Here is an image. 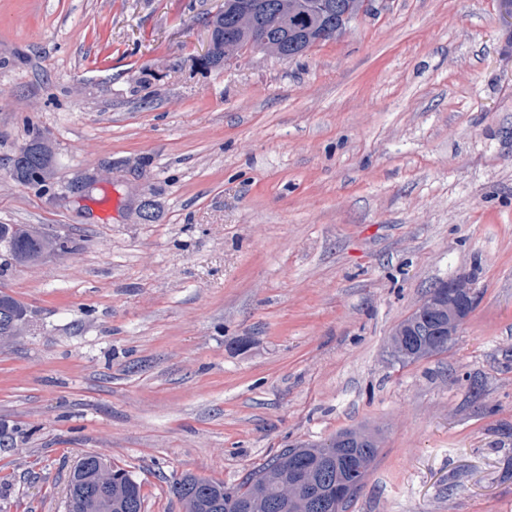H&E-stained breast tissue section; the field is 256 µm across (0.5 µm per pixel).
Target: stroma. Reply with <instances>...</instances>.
Masks as SVG:
<instances>
[{
    "mask_svg": "<svg viewBox=\"0 0 512 512\" xmlns=\"http://www.w3.org/2000/svg\"><path fill=\"white\" fill-rule=\"evenodd\" d=\"M220 0H0V224L73 253L0 275V512H66L102 456L145 512L348 428V512H512V28L497 0H372L334 40L199 63ZM55 187L4 167L32 135ZM94 178L89 190L81 182ZM459 277L447 350L393 329ZM27 308L13 296L0 292V340L6 338L1 336H18L23 332L21 328L14 334L15 330L25 324Z\"/></svg>",
    "mask_w": 512,
    "mask_h": 512,
    "instance_id": "1",
    "label": "stroma"
}]
</instances>
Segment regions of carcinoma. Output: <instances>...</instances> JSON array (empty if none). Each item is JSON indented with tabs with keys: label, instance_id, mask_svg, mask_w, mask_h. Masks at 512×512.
Segmentation results:
<instances>
[{
	"label": "carcinoma",
	"instance_id": "cac0c4a2",
	"mask_svg": "<svg viewBox=\"0 0 512 512\" xmlns=\"http://www.w3.org/2000/svg\"><path fill=\"white\" fill-rule=\"evenodd\" d=\"M363 0H288V18L299 20L302 28L296 37L271 31L283 58L301 55L314 45L325 22L336 23L344 13L359 14ZM54 159L44 137L33 136L23 143L11 159L7 171L18 184L37 186L38 176ZM8 244L4 266L24 267L40 262L47 251H73L72 241L50 234L30 224H0V243ZM476 296L461 307L428 297L393 330L390 342L409 346L402 362H414L428 355L420 346L431 327L446 336L455 334L473 311ZM27 308L13 296L0 292V336H11L25 324ZM378 434L349 429L319 446L284 448L259 469L249 473L236 488L191 473L169 484V493L182 502L187 512H309L304 499L310 496L334 497L336 476L345 474V460L355 457L360 471L352 477L361 489L378 455ZM67 512H144L141 484L129 471L112 465L95 454H86L73 466L68 483Z\"/></svg>",
	"mask_w": 512,
	"mask_h": 512
}]
</instances>
